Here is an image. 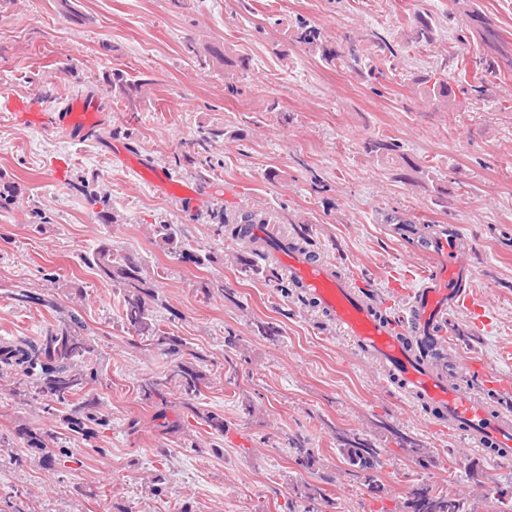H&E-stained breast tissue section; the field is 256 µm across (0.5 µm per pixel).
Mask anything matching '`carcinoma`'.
<instances>
[{
  "label": "carcinoma",
  "mask_w": 512,
  "mask_h": 512,
  "mask_svg": "<svg viewBox=\"0 0 512 512\" xmlns=\"http://www.w3.org/2000/svg\"><path fill=\"white\" fill-rule=\"evenodd\" d=\"M461 6L466 17V29L475 32L485 47V53L479 64L490 70H512V52L506 49L498 31V25L483 13L473 0H454ZM284 38L304 43L321 53V59L332 62L336 53L325 44L322 29L298 20L292 27L282 30ZM438 37L436 25L430 18L418 14L415 20L402 28L405 43L414 48H426ZM184 49L187 57L201 69L211 68L217 64L234 71L244 72L249 67V57L228 48L209 45L201 48L189 39ZM468 67L460 61L453 71L442 69L440 77L427 88L428 94L438 103L448 105L452 101L450 82L457 81L456 73ZM112 93L126 100L130 106L144 98L143 82L131 78L121 70L112 71ZM400 144L386 140H375L365 145L368 154L385 158L396 155ZM212 223L222 230L231 227L236 232L240 224H269L272 217L259 210H246L230 218L227 214L216 211L210 214ZM153 236L167 249L180 254L195 264L209 259V255H200L191 251V245L177 241V234L170 224H156ZM84 263L96 271L105 282L124 289L123 324L127 332L134 333L145 341L163 350L173 357L170 369L161 377L148 379L141 385L143 400L156 409V417L162 420L161 427L165 433H175L179 425L165 419L168 404V390L175 387L188 406L194 404L201 395L203 373L190 363L179 358L183 343L167 335L153 317L147 298L149 289L145 288L141 261L134 255H118L112 246L105 243L98 246L92 254L84 257ZM85 325L81 318L71 314L69 323L51 327L36 338H24L17 342L0 346V376L7 375L15 386V392L23 400L36 402L43 406L49 415L63 418L70 436L89 441L97 436L99 429L105 427L108 419L99 411L98 403L87 398L86 388L97 380V362L101 351L94 340L83 335ZM197 418L209 427L213 434H224V418L217 413H197ZM402 449L412 458H422L429 454V449L411 437H403ZM295 462L307 471L314 470L321 461L318 450L310 448L298 438L288 439ZM29 445L44 451L49 460L69 449L48 446L40 436H30ZM338 451L344 460L354 469L355 476L364 485L375 492L381 491L379 471L382 467L383 449L359 433H344L338 437ZM295 506L289 512H322L320 506L327 503L325 490L314 484L304 483L294 488ZM402 512H472L468 498L456 493L442 492L428 483L416 485L403 503Z\"/></svg>",
  "instance_id": "obj_1"
}]
</instances>
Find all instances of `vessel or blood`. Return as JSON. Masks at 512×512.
<instances>
[{
	"mask_svg": "<svg viewBox=\"0 0 512 512\" xmlns=\"http://www.w3.org/2000/svg\"><path fill=\"white\" fill-rule=\"evenodd\" d=\"M0 112L37 129L58 127L78 141L92 136L102 120L96 96L70 99L53 115L45 112L36 95L8 88L0 90ZM112 160L139 172L160 195L178 201L196 195L195 186L178 182L170 172L144 166L124 143H113ZM238 242L247 246L262 242L273 249L290 281L317 304L341 336L379 368L382 387L447 421L472 443L493 447L498 458L512 457V414L492 408L478 392L448 383L434 367L448 309L469 310L478 326L484 318L473 293L476 272L460 256L455 235H438L425 246V253L436 255L438 262L420 270L409 292L407 311L398 316L385 315L373 305L367 284L351 286L331 264L277 237L271 225L249 226Z\"/></svg>",
	"mask_w": 512,
	"mask_h": 512,
	"instance_id": "vessel-or-blood-1",
	"label": "vessel or blood"
}]
</instances>
